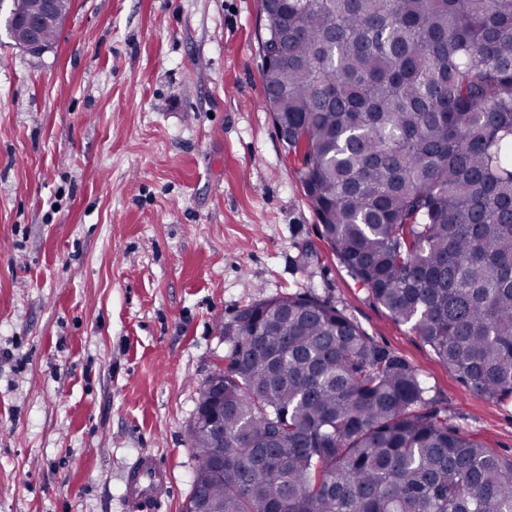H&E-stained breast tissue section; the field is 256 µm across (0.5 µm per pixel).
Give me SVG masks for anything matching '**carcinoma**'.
Returning <instances> with one entry per match:
<instances>
[{
    "label": "carcinoma",
    "mask_w": 512,
    "mask_h": 512,
    "mask_svg": "<svg viewBox=\"0 0 512 512\" xmlns=\"http://www.w3.org/2000/svg\"><path fill=\"white\" fill-rule=\"evenodd\" d=\"M33 0H12L6 30ZM264 88L340 262L481 397L512 401V0H280ZM224 473L194 512H512V460L314 296L218 323Z\"/></svg>",
    "instance_id": "cac0c4a2"
}]
</instances>
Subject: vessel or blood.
<instances>
[{
  "instance_id": "b4317fda",
  "label": "vessel or blood",
  "mask_w": 512,
  "mask_h": 512,
  "mask_svg": "<svg viewBox=\"0 0 512 512\" xmlns=\"http://www.w3.org/2000/svg\"><path fill=\"white\" fill-rule=\"evenodd\" d=\"M126 512H161L171 475L160 458L139 456L124 474Z\"/></svg>"
}]
</instances>
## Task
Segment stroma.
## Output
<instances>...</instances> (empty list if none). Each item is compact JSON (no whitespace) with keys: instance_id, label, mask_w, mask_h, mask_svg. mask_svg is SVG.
Wrapping results in <instances>:
<instances>
[{"instance_id":"obj_1","label":"stroma","mask_w":512,"mask_h":512,"mask_svg":"<svg viewBox=\"0 0 512 512\" xmlns=\"http://www.w3.org/2000/svg\"><path fill=\"white\" fill-rule=\"evenodd\" d=\"M0 5V512H121L154 452L183 512L186 428L216 330L314 295L426 380L449 425L512 459V403L477 396L354 280L264 103L261 0H73L13 46ZM40 2V10L37 13L18 17L16 21L24 31V38L20 41L14 40V43L18 48L31 55H42L49 50L44 46V41L52 46L58 41L62 26L49 25L45 29L44 26L51 21L62 25L65 19L64 15H67L73 6L72 0L60 2L58 0H40ZM58 2L64 15L58 13Z\"/></svg>"}]
</instances>
